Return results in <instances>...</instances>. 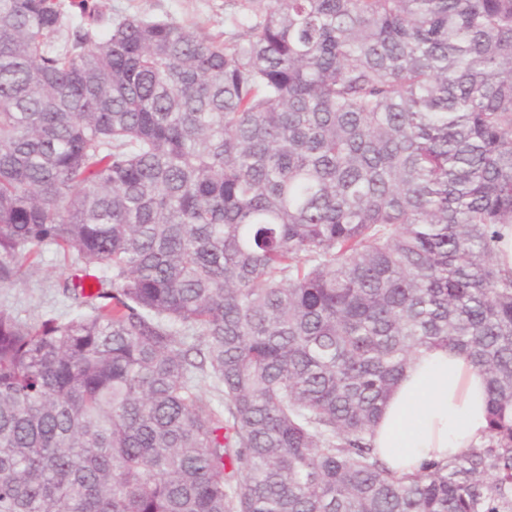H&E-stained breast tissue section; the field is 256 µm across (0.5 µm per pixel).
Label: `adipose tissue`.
<instances>
[{"instance_id":"adipose-tissue-1","label":"adipose tissue","mask_w":512,"mask_h":512,"mask_svg":"<svg viewBox=\"0 0 512 512\" xmlns=\"http://www.w3.org/2000/svg\"><path fill=\"white\" fill-rule=\"evenodd\" d=\"M483 375L462 355L435 349L413 361L372 433L379 458L403 475L487 440Z\"/></svg>"}]
</instances>
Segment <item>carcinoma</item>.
Returning a JSON list of instances; mask_svg holds the SVG:
<instances>
[{
    "label": "carcinoma",
    "instance_id": "1",
    "mask_svg": "<svg viewBox=\"0 0 512 512\" xmlns=\"http://www.w3.org/2000/svg\"><path fill=\"white\" fill-rule=\"evenodd\" d=\"M0 0V512H512V0ZM437 348L486 445L371 446ZM105 14L170 16L186 27L224 40L231 27L224 24L225 0H97ZM73 267L54 248L43 251L34 264H26L21 280L13 284H0V307L9 308L23 317L45 314L74 315L71 300L56 285L71 276Z\"/></svg>",
    "mask_w": 512,
    "mask_h": 512
}]
</instances>
